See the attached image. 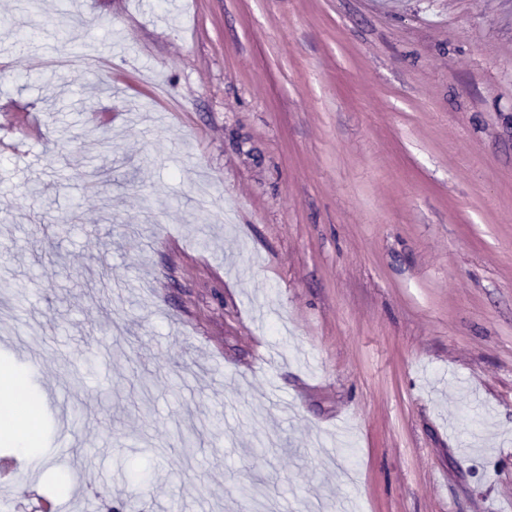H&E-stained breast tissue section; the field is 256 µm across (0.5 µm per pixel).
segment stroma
Wrapping results in <instances>:
<instances>
[{
    "label": "stroma",
    "instance_id": "1",
    "mask_svg": "<svg viewBox=\"0 0 512 512\" xmlns=\"http://www.w3.org/2000/svg\"><path fill=\"white\" fill-rule=\"evenodd\" d=\"M6 371L20 512H512V0H0ZM25 382L21 376L11 373L0 376L1 398L7 401L0 414V434L12 438L16 447H27L30 432L22 427L31 411V401L23 396Z\"/></svg>",
    "mask_w": 512,
    "mask_h": 512
}]
</instances>
